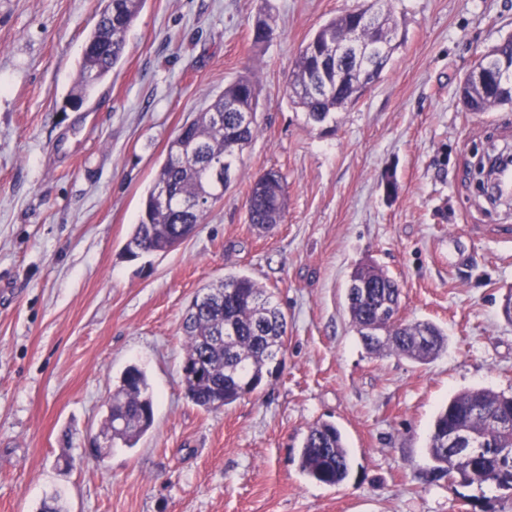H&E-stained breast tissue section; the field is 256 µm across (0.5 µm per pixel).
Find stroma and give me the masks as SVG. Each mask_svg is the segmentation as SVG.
I'll use <instances>...</instances> for the list:
<instances>
[{
  "instance_id": "stroma-1",
  "label": "stroma",
  "mask_w": 512,
  "mask_h": 512,
  "mask_svg": "<svg viewBox=\"0 0 512 512\" xmlns=\"http://www.w3.org/2000/svg\"><path fill=\"white\" fill-rule=\"evenodd\" d=\"M363 0H145L120 66L70 96L105 0H0V512H512V496L433 474V419L454 394L512 392V202L474 186L476 151L512 150V105L465 111L456 89L512 35V0H386L405 41L354 103L310 122L288 98L298 50ZM275 29L252 46L257 18ZM259 131L233 185L177 249L127 257L140 202L180 128L242 75ZM284 176L262 231L253 179ZM401 287L399 316L447 349L419 364L366 352L353 267ZM251 276L288 317L280 372L216 411L183 385L182 323L199 289ZM146 370L154 425L97 456L122 371ZM342 432L348 478L307 479L309 426ZM253 180L247 197V213L250 224L269 228L279 224L286 208L285 178L279 171L269 170L255 182ZM263 182L264 189L255 187Z\"/></svg>"
}]
</instances>
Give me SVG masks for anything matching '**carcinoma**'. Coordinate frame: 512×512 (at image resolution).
Listing matches in <instances>:
<instances>
[{
	"label": "carcinoma",
	"mask_w": 512,
	"mask_h": 512,
	"mask_svg": "<svg viewBox=\"0 0 512 512\" xmlns=\"http://www.w3.org/2000/svg\"><path fill=\"white\" fill-rule=\"evenodd\" d=\"M145 0H107L95 28L85 41L80 60V105L121 61L127 34ZM381 0L357 9L361 14L382 11ZM355 12V13H357ZM355 13L339 15L300 48L288 78L292 102L315 123H325L337 108L358 99L359 76L369 75L364 56H378L373 47L379 35L367 27L357 32L359 48L347 47L331 56L328 81L319 77L320 57L327 38L346 42ZM274 29L265 20L254 25L253 45L269 42ZM400 46L389 40L384 63ZM259 98L252 77L241 76L224 88L185 131L171 142L142 201L137 224L124 250L135 258L168 252L188 238L206 214L224 199L235 179L237 162L258 132ZM263 191L250 187L249 223L269 228L280 223L286 208L285 178L275 170L260 176ZM399 284L372 263L358 265L351 274L346 308L360 342L370 353L394 354L418 363L434 360L447 346V336L430 321L404 322L399 313ZM186 336L183 383L187 398L210 411L230 406L254 392L282 366L287 320L273 294L245 274H229L215 287L197 294L183 320ZM494 409L512 417V396L490 389L455 395L436 415L428 453L433 473L459 480L465 486L512 491V455L501 456L512 444V433L488 428L482 411ZM154 399L146 372L130 365L121 373L108 401L101 433L109 447H134L152 428ZM450 428H466L484 435L486 448L465 461L440 443ZM299 467L308 478L329 486L342 484L351 461L342 433L327 422L309 427L299 452Z\"/></svg>",
	"instance_id": "1"
}]
</instances>
